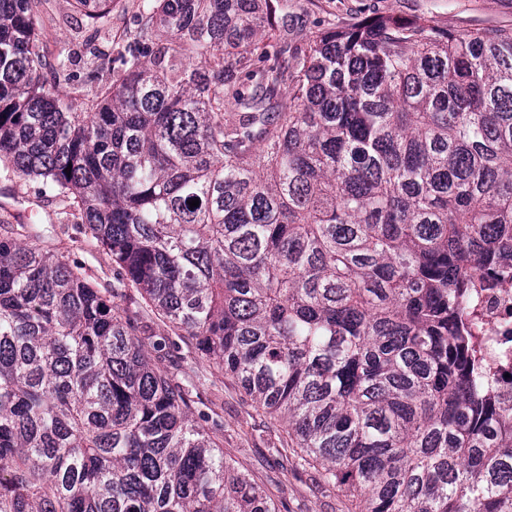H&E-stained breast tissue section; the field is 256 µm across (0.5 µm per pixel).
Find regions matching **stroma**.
Segmentation results:
<instances>
[{
    "label": "stroma",
    "instance_id": "1",
    "mask_svg": "<svg viewBox=\"0 0 512 512\" xmlns=\"http://www.w3.org/2000/svg\"><path fill=\"white\" fill-rule=\"evenodd\" d=\"M44 31L43 47L49 59L65 57L72 30L66 21L72 8L68 0H35ZM288 11L297 28L309 30L320 23H351L377 15L427 18L445 28L467 33L479 28L512 27V0H288ZM30 224H55L59 231L52 243L55 253L81 264L87 278L114 303L135 336H165L162 318L149 311L138 289L126 288L113 296L117 265L68 215L65 202L41 194L38 182L14 178L6 185L0 204ZM153 363L173 383L192 387V410L207 413L222 428L218 440L225 452L240 461L262 482L275 502L288 512H343L344 497L322 492L313 471L287 470L275 454L284 435L280 422L262 423L232 380L213 361L195 353L186 341L176 340L170 349L151 351Z\"/></svg>",
    "mask_w": 512,
    "mask_h": 512
}]
</instances>
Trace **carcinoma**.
<instances>
[{"label": "carcinoma", "instance_id": "obj_1", "mask_svg": "<svg viewBox=\"0 0 512 512\" xmlns=\"http://www.w3.org/2000/svg\"><path fill=\"white\" fill-rule=\"evenodd\" d=\"M32 2L0 0V178L69 201L112 297L138 289L348 512H512V417L462 321L512 262V29L290 39L282 0H143L114 56L112 0H73L101 73L80 112ZM32 232L0 236V512H279Z\"/></svg>", "mask_w": 512, "mask_h": 512}]
</instances>
